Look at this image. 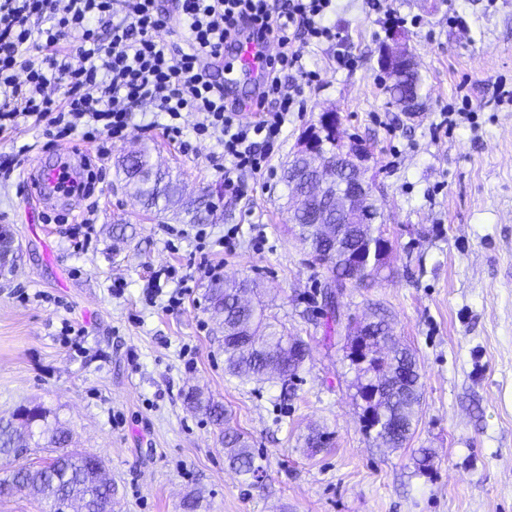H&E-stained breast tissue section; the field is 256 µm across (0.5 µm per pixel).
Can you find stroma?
I'll list each match as a JSON object with an SVG mask.
<instances>
[{
  "instance_id": "35a3bbf8",
  "label": "stroma",
  "mask_w": 512,
  "mask_h": 512,
  "mask_svg": "<svg viewBox=\"0 0 512 512\" xmlns=\"http://www.w3.org/2000/svg\"><path fill=\"white\" fill-rule=\"evenodd\" d=\"M335 44L306 48L322 81L292 112L261 176L221 197L222 220L197 240L188 214L151 212L120 170L141 147L178 175L184 199L224 184L213 140L186 153L144 107L95 168L91 200L37 204L23 176L0 183V227L19 256L0 275V417L42 405L67 422L77 448L102 457L115 512H182L201 492L206 512H512V0H335ZM400 33L422 79L414 116L390 102L381 49ZM355 64L338 67L337 51ZM325 111L370 155L368 176L392 244L390 269L348 287L342 319L385 315L420 366L423 402L407 447H384L362 427L363 403L341 326L321 308L322 267L290 230L282 170ZM55 161L50 137L20 126L0 140V163ZM96 234L74 251L70 228L87 205ZM230 235L232 249L210 243ZM209 257L220 277H249L267 313L308 345L290 388L240 382L224 371V335L208 311L211 278L183 303L171 286L150 296V269ZM123 281L122 294L112 292ZM196 387L224 406L227 427L263 459L244 480L224 456L219 429L187 408ZM329 435L319 452L305 438ZM432 466L419 470L418 449Z\"/></svg>"
}]
</instances>
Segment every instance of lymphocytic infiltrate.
Listing matches in <instances>:
<instances>
[{"label":"lymphocytic infiltrate","instance_id":"obj_1","mask_svg":"<svg viewBox=\"0 0 512 512\" xmlns=\"http://www.w3.org/2000/svg\"><path fill=\"white\" fill-rule=\"evenodd\" d=\"M333 0H0V137L22 123L55 140L73 135L97 146L125 138L137 111L164 114V132L190 149L183 113L203 120L196 133L221 147L224 188L240 190L239 172L262 174L281 143L302 87L319 82L303 63L305 47L335 40L326 19ZM178 16L185 45L171 50L159 34ZM77 43H70V36ZM275 40L278 51L254 88L262 117L239 120L243 102L230 98L214 73L226 48L241 38ZM301 83L288 87L285 71ZM60 85L62 98L48 88Z\"/></svg>","mask_w":512,"mask_h":512}]
</instances>
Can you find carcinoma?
<instances>
[{
    "mask_svg": "<svg viewBox=\"0 0 512 512\" xmlns=\"http://www.w3.org/2000/svg\"><path fill=\"white\" fill-rule=\"evenodd\" d=\"M403 82L408 88L388 87L392 103L400 111L413 113L419 106L421 84L414 69L404 71ZM305 168L298 160L294 170H283L287 193L295 198L303 194V181L296 171ZM126 184L138 195L143 205L159 212L176 203L179 186L164 172L153 170L149 157L141 153L125 164ZM212 202L204 195L191 203L188 212L193 222L208 219ZM378 225L338 224L336 209L325 199L306 198L301 205L288 211V222L294 225L299 241L308 248L315 263L325 268L338 286L362 285L379 278L388 268V260L381 256L383 239L380 225L385 223L383 212H378ZM0 240L5 243L0 252V269L12 266L15 248L8 230L0 229ZM257 284L248 279L216 282L207 292L208 310L224 324V369L243 380H261L276 374L291 382L299 378L308 357L306 343L290 336L265 315L264 308L244 296L255 293ZM375 327L376 336L367 345L370 354L366 367L352 359L359 340L360 329L348 332L350 366L355 372L357 394L364 396L363 378L375 381V401L363 410L364 427L391 448H402L410 440L418 422L422 391L420 373L412 351L400 346L383 316ZM187 405L222 425L224 408L195 389L185 394ZM47 410L40 405L22 406L11 418H0V458L19 459L17 449L25 452L46 449L50 461L38 469L15 467L0 480V493L15 488L26 489L45 499L49 506L61 498L75 505L74 512H114V488L103 473L102 459L89 452L71 448V436L62 425L44 429ZM224 453L229 466L242 476L258 478L262 466L255 464V456L241 434L224 430Z\"/></svg>",
    "mask_w": 512,
    "mask_h": 512,
    "instance_id": "carcinoma-1",
    "label": "carcinoma"
}]
</instances>
